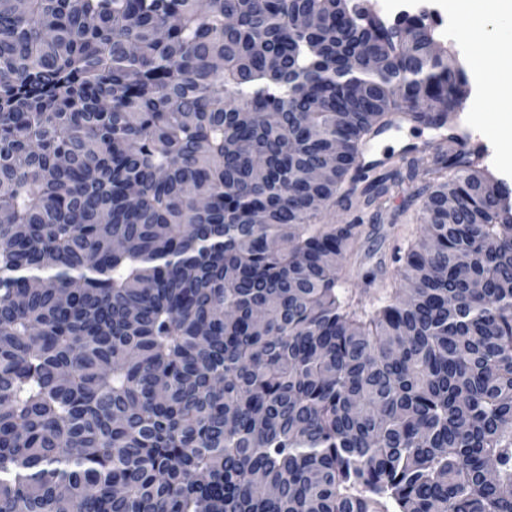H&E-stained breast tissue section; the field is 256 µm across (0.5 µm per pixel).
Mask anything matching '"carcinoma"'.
I'll return each mask as SVG.
<instances>
[{
    "label": "carcinoma",
    "instance_id": "cac0c4a2",
    "mask_svg": "<svg viewBox=\"0 0 512 512\" xmlns=\"http://www.w3.org/2000/svg\"><path fill=\"white\" fill-rule=\"evenodd\" d=\"M422 15L0 0V512H512V186ZM410 122L408 171L366 146ZM421 236L357 308V209ZM422 184L423 182L419 177L414 183L409 184L408 181H406L402 186L404 190L401 188L395 189V192L392 193L391 198L385 205L388 214L394 210L398 211L403 208H408L407 215L413 214L420 206V199L410 201L409 194Z\"/></svg>",
    "mask_w": 512,
    "mask_h": 512
}]
</instances>
